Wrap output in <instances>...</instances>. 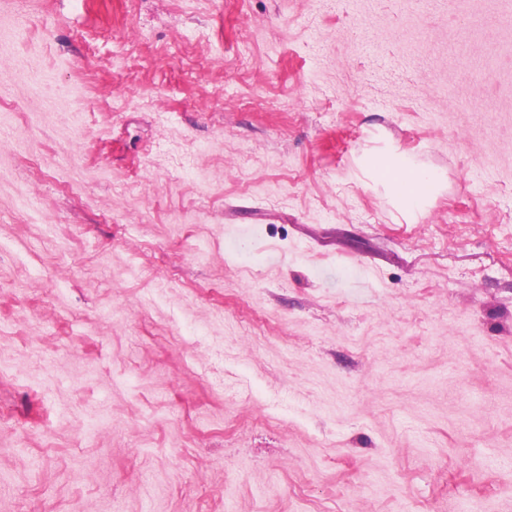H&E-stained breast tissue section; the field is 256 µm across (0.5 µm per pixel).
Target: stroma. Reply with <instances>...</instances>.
I'll list each match as a JSON object with an SVG mask.
<instances>
[{
  "label": "stroma",
  "instance_id": "stroma-1",
  "mask_svg": "<svg viewBox=\"0 0 512 512\" xmlns=\"http://www.w3.org/2000/svg\"><path fill=\"white\" fill-rule=\"evenodd\" d=\"M0 512H512V0H0ZM374 169L391 196L411 211L422 208L437 188V181L430 174L408 164L401 157L389 163L378 162Z\"/></svg>",
  "mask_w": 512,
  "mask_h": 512
}]
</instances>
